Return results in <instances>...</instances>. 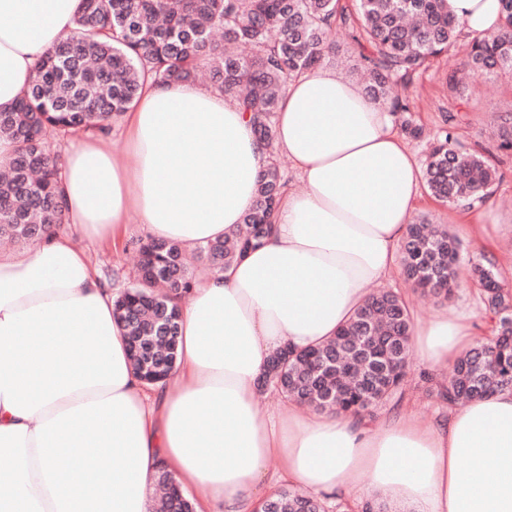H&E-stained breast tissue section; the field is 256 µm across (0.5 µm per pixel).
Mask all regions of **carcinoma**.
I'll return each mask as SVG.
<instances>
[{
	"label": "carcinoma",
	"mask_w": 512,
	"mask_h": 512,
	"mask_svg": "<svg viewBox=\"0 0 512 512\" xmlns=\"http://www.w3.org/2000/svg\"><path fill=\"white\" fill-rule=\"evenodd\" d=\"M84 0L75 28L46 51L11 112H0V136L16 144V157L0 170V238L31 242L64 221L57 191L61 158L49 134L65 137L100 132L127 111L145 79L189 80L210 67L214 88L252 115L255 132L270 148L244 230L189 250L148 238L141 243L137 275L116 300L115 314L127 332L130 359L147 382L162 380L178 359L179 303L194 281L193 260L224 270L270 234L284 183L274 148L276 117L288 81L335 53L336 21L356 25L369 96L388 106L400 130L422 135L408 99L392 87L408 86L434 58L458 46L462 29L448 0ZM462 67L448 69V89L462 84L461 69L478 78L512 77V0H500L498 28L463 44ZM446 127L422 170L430 194L462 210L487 202L498 171ZM497 148L512 152V117L497 122ZM461 242L447 227L421 219L402 243V274L412 287L443 300L460 285ZM469 279L480 286L490 334L454 364L444 383L424 373L429 392L454 406L499 389H512V293L503 288L490 259L469 260ZM411 313L404 297L372 295L331 340L294 352L279 350L261 386L272 382L290 400L340 414L368 415L403 394L410 367ZM192 512L194 505L170 489L157 512ZM263 512H328L320 499L293 487L269 497Z\"/></svg>",
	"instance_id": "obj_1"
}]
</instances>
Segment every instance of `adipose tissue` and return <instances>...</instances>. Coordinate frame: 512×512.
Segmentation results:
<instances>
[{"label": "adipose tissue", "mask_w": 512, "mask_h": 512, "mask_svg": "<svg viewBox=\"0 0 512 512\" xmlns=\"http://www.w3.org/2000/svg\"><path fill=\"white\" fill-rule=\"evenodd\" d=\"M449 2L470 34L499 21L498 0ZM81 8L0 0V112ZM122 123L120 157L107 135L69 136L68 231L0 249V512H149L161 470L196 512H260L277 482L403 512H512V390L426 421L308 412L273 395L256 409L273 352L327 342L401 268L422 175L387 108L327 65L288 82L275 146L299 185L263 245L197 275L179 364L156 385L135 373L115 293L74 236L113 235L134 216L189 249L224 238L255 199L268 148L249 113L190 82L147 83ZM471 319L413 317L414 363H454L476 342ZM276 459L286 466L273 474Z\"/></svg>", "instance_id": "adipose-tissue-1"}]
</instances>
